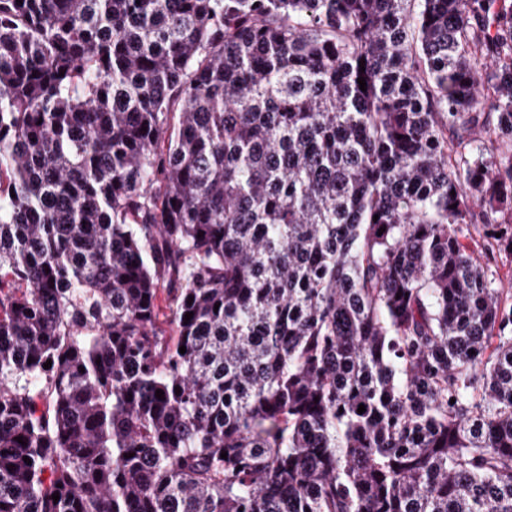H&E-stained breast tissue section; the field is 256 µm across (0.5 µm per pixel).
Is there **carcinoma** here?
<instances>
[{"instance_id":"obj_1","label":"carcinoma","mask_w":512,"mask_h":512,"mask_svg":"<svg viewBox=\"0 0 512 512\" xmlns=\"http://www.w3.org/2000/svg\"><path fill=\"white\" fill-rule=\"evenodd\" d=\"M408 2L0 0V512H512V0Z\"/></svg>"}]
</instances>
